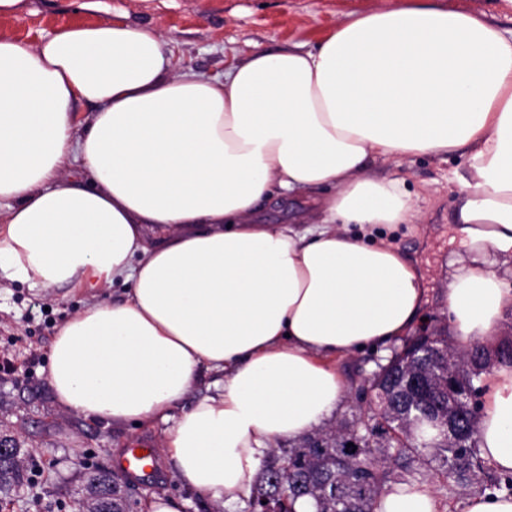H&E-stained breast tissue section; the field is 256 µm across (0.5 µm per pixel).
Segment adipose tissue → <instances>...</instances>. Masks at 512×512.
<instances>
[{"label": "adipose tissue", "instance_id": "adipose-tissue-1", "mask_svg": "<svg viewBox=\"0 0 512 512\" xmlns=\"http://www.w3.org/2000/svg\"><path fill=\"white\" fill-rule=\"evenodd\" d=\"M422 155L466 162V255L445 301L461 349L492 347L512 316V30L395 0L220 77L123 15L34 44L0 36V276L91 298L49 353L59 406L167 423L163 453L188 484L221 505L248 497L268 449L335 412L336 358L419 326L417 259L374 238L416 210L372 166ZM277 192L309 196V224L255 223ZM116 283L124 298L103 299ZM204 371L208 394L184 405ZM483 384L477 452L511 475L512 364ZM376 512L439 509L397 481Z\"/></svg>", "mask_w": 512, "mask_h": 512}]
</instances>
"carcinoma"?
I'll return each instance as SVG.
<instances>
[{"label":"carcinoma","mask_w":512,"mask_h":512,"mask_svg":"<svg viewBox=\"0 0 512 512\" xmlns=\"http://www.w3.org/2000/svg\"><path fill=\"white\" fill-rule=\"evenodd\" d=\"M384 363H376L379 387L387 406L334 430L308 435L283 456L264 460L248 506L274 501L279 481L293 488L291 502L309 499L314 512H375L384 485L396 471L419 473L413 463L429 448L438 473L463 492L506 489L512 477L484 484V466L477 455V418L481 410V375L492 357L512 362V347L491 353L480 345L461 352L448 344L438 329H423ZM429 343L440 345L435 357L426 355ZM462 417L459 430L448 434V416ZM442 421L434 429L427 419ZM357 446L352 450L347 444ZM22 477L20 464L0 460V486Z\"/></svg>","instance_id":"cac0c4a2"}]
</instances>
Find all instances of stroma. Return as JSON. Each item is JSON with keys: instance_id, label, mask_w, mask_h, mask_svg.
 <instances>
[{"instance_id": "obj_1", "label": "stroma", "mask_w": 512, "mask_h": 512, "mask_svg": "<svg viewBox=\"0 0 512 512\" xmlns=\"http://www.w3.org/2000/svg\"><path fill=\"white\" fill-rule=\"evenodd\" d=\"M85 11L70 9L67 0H23L12 15L0 16V35L27 43L57 30L94 23L121 12L130 21L160 29L175 46L184 66L212 76L262 49L312 48L334 24L350 13L393 4L394 0H95ZM443 7L466 11L504 30L512 29V0H437ZM382 175L397 174L418 200L417 223L383 230L385 242L411 253L426 273V312L432 327L450 328L445 296L458 247L448 234L459 208L453 174H465L463 158L407 157L399 165L379 163ZM305 201L292 194H273L255 214L267 224H299ZM83 296L67 290L31 288L0 280V359L12 373L0 372V435L25 450L22 480L0 488V512H76V501L91 471L115 473L125 448L142 438L157 443L164 423L150 427H115L91 422L61 410L48 382L47 363L59 326L81 309ZM377 352L338 359L346 379L345 396L332 425L351 419L358 388L375 368ZM153 478H119L122 495L133 512L154 494L182 498V512H248L247 502L217 510L163 458H156Z\"/></svg>"}]
</instances>
